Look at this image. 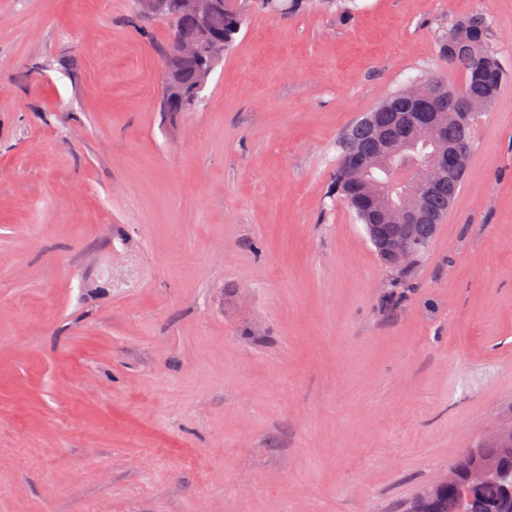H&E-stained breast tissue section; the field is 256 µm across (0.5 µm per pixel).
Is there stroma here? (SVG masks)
I'll return each instance as SVG.
<instances>
[{
	"instance_id": "1",
	"label": "stroma",
	"mask_w": 512,
	"mask_h": 512,
	"mask_svg": "<svg viewBox=\"0 0 512 512\" xmlns=\"http://www.w3.org/2000/svg\"><path fill=\"white\" fill-rule=\"evenodd\" d=\"M505 81L406 274L336 194L339 137ZM161 17L0 0V512H404L512 424V0L252 11L192 112ZM166 81L162 91V103L165 112H183L187 100L190 98L186 88L175 82L169 75L167 65L164 63Z\"/></svg>"
}]
</instances>
